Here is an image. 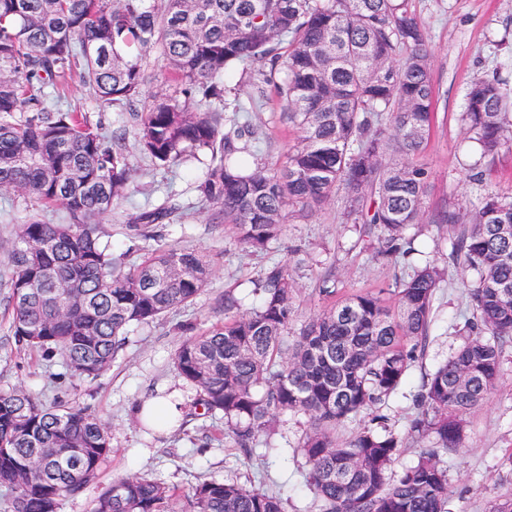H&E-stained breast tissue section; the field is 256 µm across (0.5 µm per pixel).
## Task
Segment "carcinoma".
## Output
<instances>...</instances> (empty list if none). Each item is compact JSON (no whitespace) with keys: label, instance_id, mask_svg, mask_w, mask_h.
Returning <instances> with one entry per match:
<instances>
[{"label":"carcinoma","instance_id":"1","mask_svg":"<svg viewBox=\"0 0 512 512\" xmlns=\"http://www.w3.org/2000/svg\"><path fill=\"white\" fill-rule=\"evenodd\" d=\"M158 52L176 82L143 111L145 60ZM238 72L258 95L274 89L297 142L272 167L249 171L240 154L253 137L243 114L252 100L224 82ZM103 104L122 103L135 138L155 166L188 151L212 163L198 185L210 223L231 224L237 241L265 250L284 226L344 193L346 220L376 230L377 254L414 251L408 230L425 223L430 173L416 162L434 112L430 50L409 0H0V189L67 222L31 220L8 255L11 332L19 344L93 381L112 366L127 329L192 303L213 268L195 249L159 245L139 263L113 256L102 221L132 168L101 128L79 110L52 109L49 93L68 79ZM19 118H14V114ZM461 121L481 161L512 140V97L496 77L465 94ZM172 213L162 203L126 225L155 240ZM435 224L460 225L454 251L473 271L468 337L424 380L407 434L431 447L397 479L389 471L404 438L382 415L338 440L348 419L377 408L406 381L424 352L442 279L430 261L394 289L336 298L292 330L297 288L290 263L258 278L260 301L243 312L224 292V322L184 338L178 375L196 390L204 415L224 418V437L250 454L279 415L308 419L296 449L316 512H447L448 468L466 416L496 390L501 355L512 344V198L489 193L474 209L454 202ZM263 394L257 395V388ZM111 451L107 425L85 407L48 405L15 388L0 391V492L6 512H61L99 481ZM93 512H285L277 495L235 481L204 479L183 495L128 474L112 481Z\"/></svg>","mask_w":512,"mask_h":512}]
</instances>
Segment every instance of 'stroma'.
Returning <instances> with one entry per match:
<instances>
[{
	"mask_svg": "<svg viewBox=\"0 0 512 512\" xmlns=\"http://www.w3.org/2000/svg\"><path fill=\"white\" fill-rule=\"evenodd\" d=\"M410 4L426 26L435 88L434 119L419 157L431 174L427 212L457 200L475 206L489 193L512 197V141L484 166L482 176L471 178L469 166L477 150L459 121L473 80L496 74L512 91V0H410ZM65 101L87 112L122 148L132 167L122 197L103 222L113 252L129 250L134 260H141V253L132 250L125 226L142 209L168 201L176 210L168 223L158 225L159 243L206 251L214 275L191 305L152 323L130 326L124 349L95 381L78 380L59 366L24 354L9 330L12 268L7 254L16 242L17 229L36 216L58 223L65 213L43 209L17 193L0 191V390L20 386L52 404L88 408L111 432L112 451L99 482L66 500L62 512H92L113 478L126 473L164 482L181 494L203 479L234 480L278 494L286 512H313V496L304 484L305 463L296 452L306 418L294 413L280 415L269 443H258L252 456H245L225 439L223 420L198 415L196 391L178 376L173 365L183 326L199 332L223 322L224 291L228 288L243 309L252 308L259 301L253 289L260 273L271 262L289 259L295 249L306 259L293 271L299 286L295 310L300 323L319 310L318 290L327 269H334L335 287L341 294L394 288L421 258L434 261L442 270L428 345L413 363L406 383L378 408L388 425L406 436L393 474L413 463L422 449L421 443L407 436L409 421L417 413L414 396L424 377L462 343L464 323L472 315L466 285L474 274L463 261L450 257L453 228L427 223L415 226L422 256L384 259L375 256L358 225L344 222L342 203L335 200L312 216L287 224L272 249L252 251L238 243L232 225L216 226L208 221L207 206L197 192L210 163L208 154H196L167 170L155 168L136 147L135 123L126 106L99 102L76 80L70 83ZM251 122L260 140L258 162L282 160L297 130L284 121L281 102L273 96L267 98L252 113ZM167 396L180 403L181 425L173 430H146L139 418L141 407ZM510 451L512 346L508 345L502 353L497 390L468 415L462 448L442 459L450 479L448 512H486L489 501L511 489L512 470L501 465Z\"/></svg>",
	"mask_w": 512,
	"mask_h": 512,
	"instance_id": "35a3bbf8",
	"label": "stroma"
}]
</instances>
